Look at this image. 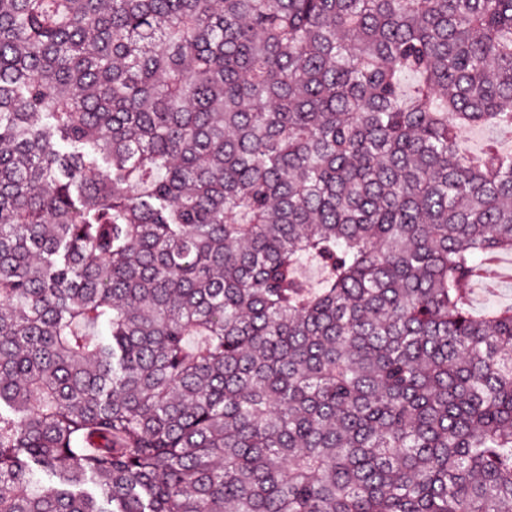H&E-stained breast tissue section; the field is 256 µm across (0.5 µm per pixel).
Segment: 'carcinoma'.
Returning a JSON list of instances; mask_svg holds the SVG:
<instances>
[{
    "label": "carcinoma",
    "mask_w": 512,
    "mask_h": 512,
    "mask_svg": "<svg viewBox=\"0 0 512 512\" xmlns=\"http://www.w3.org/2000/svg\"><path fill=\"white\" fill-rule=\"evenodd\" d=\"M512 0H0V512H512ZM461 146L467 152H478L490 139H497L505 149L512 150V139L501 137L493 128L486 126L466 127L461 130ZM472 303L475 314L512 306V277L510 281H501L499 288L477 289L472 286Z\"/></svg>",
    "instance_id": "1"
}]
</instances>
